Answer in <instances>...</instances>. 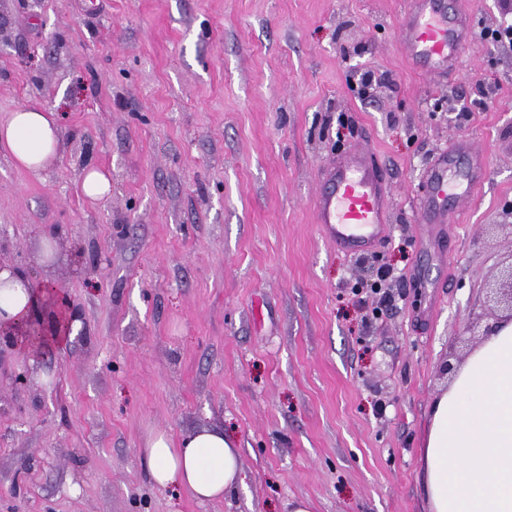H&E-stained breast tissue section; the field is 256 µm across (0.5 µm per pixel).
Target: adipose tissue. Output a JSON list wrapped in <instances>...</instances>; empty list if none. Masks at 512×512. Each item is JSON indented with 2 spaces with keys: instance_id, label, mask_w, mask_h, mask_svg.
Masks as SVG:
<instances>
[{
  "instance_id": "ef3b65f1",
  "label": "adipose tissue",
  "mask_w": 512,
  "mask_h": 512,
  "mask_svg": "<svg viewBox=\"0 0 512 512\" xmlns=\"http://www.w3.org/2000/svg\"><path fill=\"white\" fill-rule=\"evenodd\" d=\"M61 140L55 114L42 107L26 105L0 121V148L34 174L58 155ZM49 303L24 272L0 269V332L16 333ZM146 457L156 485L201 502L242 482L239 450L217 430L176 440L155 433ZM422 462L430 512H512V321L471 354L434 402Z\"/></svg>"
}]
</instances>
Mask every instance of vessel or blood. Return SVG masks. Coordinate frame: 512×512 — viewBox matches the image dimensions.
<instances>
[{"label":"vessel or blood","instance_id":"vessel-or-blood-1","mask_svg":"<svg viewBox=\"0 0 512 512\" xmlns=\"http://www.w3.org/2000/svg\"><path fill=\"white\" fill-rule=\"evenodd\" d=\"M472 33L470 14L454 0H409L398 43L417 69L448 79L456 74L459 53ZM487 174L485 155L469 141H457L437 155L425 175L421 223H447L449 203L469 198ZM388 199L383 165L372 151L355 147L325 166L314 202L315 221L336 248L361 254L384 236Z\"/></svg>","mask_w":512,"mask_h":512}]
</instances>
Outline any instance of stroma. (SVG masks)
I'll list each match as a JSON object with an SVG mask.
<instances>
[{
	"label": "stroma",
	"mask_w": 512,
	"mask_h": 512,
	"mask_svg": "<svg viewBox=\"0 0 512 512\" xmlns=\"http://www.w3.org/2000/svg\"><path fill=\"white\" fill-rule=\"evenodd\" d=\"M466 2L477 33L444 82L398 50L407 0H0V119L37 104L63 131L38 175L0 150V267L59 286L80 322L33 360L0 335V512H427L431 406L500 321L512 264V44L478 35L503 0ZM456 139L489 175L441 243L422 178ZM357 145L392 187L367 257L313 208ZM89 165L106 201L80 191ZM383 265L387 305L355 302ZM200 427L241 450L243 484L209 502L155 485L144 455ZM80 190L92 201H104L112 192V179L100 169H86L81 175ZM490 297L509 312L505 319H512V264L504 271L501 279L490 288Z\"/></svg>",
	"instance_id": "obj_1"
}]
</instances>
